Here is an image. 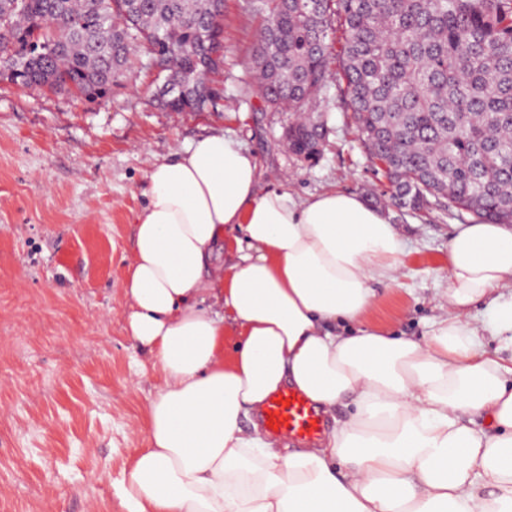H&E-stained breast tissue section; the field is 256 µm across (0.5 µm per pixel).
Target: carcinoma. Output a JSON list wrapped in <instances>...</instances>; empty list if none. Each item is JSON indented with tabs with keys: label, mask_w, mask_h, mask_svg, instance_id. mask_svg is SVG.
<instances>
[{
	"label": "carcinoma",
	"mask_w": 512,
	"mask_h": 512,
	"mask_svg": "<svg viewBox=\"0 0 512 512\" xmlns=\"http://www.w3.org/2000/svg\"><path fill=\"white\" fill-rule=\"evenodd\" d=\"M224 0H0V80L98 102L112 73L158 63L165 104L194 112L220 63ZM258 91L294 115L283 138L306 162L328 132L331 81L400 210L429 198L512 224V0H255ZM341 32L339 70L329 34Z\"/></svg>",
	"instance_id": "carcinoma-1"
}]
</instances>
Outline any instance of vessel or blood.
Masks as SVG:
<instances>
[{
    "instance_id": "obj_1",
    "label": "vessel or blood",
    "mask_w": 512,
    "mask_h": 512,
    "mask_svg": "<svg viewBox=\"0 0 512 512\" xmlns=\"http://www.w3.org/2000/svg\"><path fill=\"white\" fill-rule=\"evenodd\" d=\"M264 427L276 437L310 443L325 430L321 413L299 391L286 387L274 394L261 412Z\"/></svg>"
}]
</instances>
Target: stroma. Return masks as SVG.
Returning <instances> with one entry per match:
<instances>
[{
  "label": "stroma",
  "instance_id": "stroma-1",
  "mask_svg": "<svg viewBox=\"0 0 512 512\" xmlns=\"http://www.w3.org/2000/svg\"><path fill=\"white\" fill-rule=\"evenodd\" d=\"M260 26L246 0H224L223 58L202 112L159 106L139 66L95 103L0 82V512H127L119 487L148 445L158 384L125 319L135 220L151 166L194 140L234 137L265 188L302 199L342 190L386 209L407 254L397 286H376L372 319L418 339L447 313L448 239L463 218L389 207L335 86L319 94V160L291 155V115L267 108L254 80Z\"/></svg>",
  "mask_w": 512,
  "mask_h": 512
}]
</instances>
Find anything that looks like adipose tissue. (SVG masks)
Segmentation results:
<instances>
[{
	"label": "adipose tissue",
	"mask_w": 512,
	"mask_h": 512,
	"mask_svg": "<svg viewBox=\"0 0 512 512\" xmlns=\"http://www.w3.org/2000/svg\"><path fill=\"white\" fill-rule=\"evenodd\" d=\"M148 180L126 318L160 383L121 488L128 512H512V365L483 347L489 334L512 349L511 227L449 238L448 312L417 341L369 317L372 282L395 285L406 255L380 208L263 189L254 157L221 134ZM227 241L218 288L206 271ZM285 386L354 412L281 453L258 416Z\"/></svg>",
	"instance_id": "1"
}]
</instances>
